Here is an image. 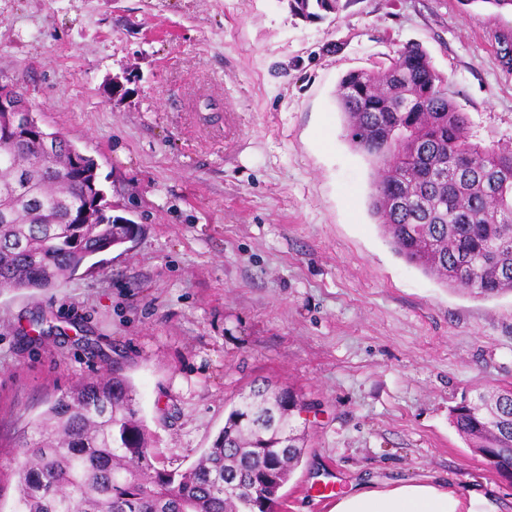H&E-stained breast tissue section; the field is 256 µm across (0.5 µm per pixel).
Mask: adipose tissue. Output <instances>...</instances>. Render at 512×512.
<instances>
[{
  "label": "adipose tissue",
  "instance_id": "ef3b65f1",
  "mask_svg": "<svg viewBox=\"0 0 512 512\" xmlns=\"http://www.w3.org/2000/svg\"><path fill=\"white\" fill-rule=\"evenodd\" d=\"M329 512H490V506L481 494L464 496L441 482L401 481L343 496Z\"/></svg>",
  "mask_w": 512,
  "mask_h": 512
}]
</instances>
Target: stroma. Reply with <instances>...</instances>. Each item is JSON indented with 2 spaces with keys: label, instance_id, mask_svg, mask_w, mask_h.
<instances>
[{
  "label": "stroma",
  "instance_id": "stroma-1",
  "mask_svg": "<svg viewBox=\"0 0 512 512\" xmlns=\"http://www.w3.org/2000/svg\"><path fill=\"white\" fill-rule=\"evenodd\" d=\"M503 37L512 9L485 0H355L314 22L287 0H0V82L140 227L58 288L0 290V512L24 424L105 372L133 386L170 470L253 384L299 391L307 449L276 512L406 480L512 512V483L450 417L512 384V294L444 287L395 253L336 102L348 72L417 43L476 140L512 145Z\"/></svg>",
  "mask_w": 512,
  "mask_h": 512
}]
</instances>
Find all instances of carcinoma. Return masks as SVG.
I'll list each match as a JSON object with an SVG mask.
<instances>
[{
	"mask_svg": "<svg viewBox=\"0 0 512 512\" xmlns=\"http://www.w3.org/2000/svg\"><path fill=\"white\" fill-rule=\"evenodd\" d=\"M354 0H288L312 21ZM350 144L376 168L369 210L395 252L449 288L480 297L512 293V148L471 141L468 116L418 45L340 81ZM73 145L41 144L0 125V288H58L139 226L112 233L87 205L96 177L63 164ZM495 403H487L488 398ZM463 400L453 424L474 453L512 481V387ZM120 374L81 380L48 402L16 457L17 512H274L301 462L292 426L299 395L263 383L240 397L196 464L159 466L152 432L136 417ZM265 416L255 425L254 415Z\"/></svg>",
	"mask_w": 512,
	"mask_h": 512,
	"instance_id": "cac0c4a2",
	"label": "carcinoma"
}]
</instances>
